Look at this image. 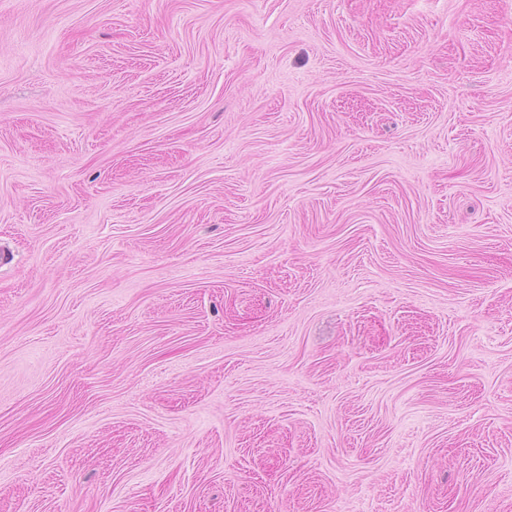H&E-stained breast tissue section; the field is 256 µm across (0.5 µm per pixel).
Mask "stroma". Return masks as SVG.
I'll return each mask as SVG.
<instances>
[{
	"mask_svg": "<svg viewBox=\"0 0 512 512\" xmlns=\"http://www.w3.org/2000/svg\"><path fill=\"white\" fill-rule=\"evenodd\" d=\"M0 512H512V0H0Z\"/></svg>",
	"mask_w": 512,
	"mask_h": 512,
	"instance_id": "stroma-1",
	"label": "stroma"
}]
</instances>
